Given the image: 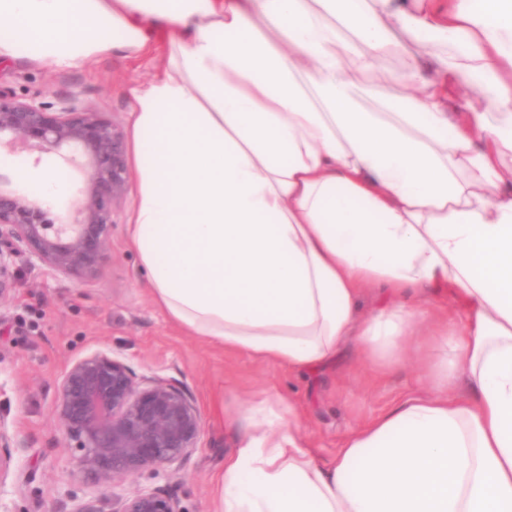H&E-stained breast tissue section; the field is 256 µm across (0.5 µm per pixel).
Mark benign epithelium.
I'll list each match as a JSON object with an SVG mask.
<instances>
[{
	"label": "benign epithelium",
	"instance_id": "7a95c632",
	"mask_svg": "<svg viewBox=\"0 0 512 512\" xmlns=\"http://www.w3.org/2000/svg\"><path fill=\"white\" fill-rule=\"evenodd\" d=\"M40 153L67 151L87 170L77 217L56 224L46 203L0 188V305L10 300L16 259L73 282L87 283L112 254L113 214L126 200L129 170L122 125L71 100L56 106L22 101L0 88V145ZM54 417L74 469L105 489L144 471L168 476L197 447L201 417L181 388L161 377L136 378L120 357L104 351L72 363L58 384ZM15 434L0 417V485L8 474ZM72 512H181L165 488L101 494Z\"/></svg>",
	"mask_w": 512,
	"mask_h": 512
}]
</instances>
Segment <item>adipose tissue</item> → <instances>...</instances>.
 Segmentation results:
<instances>
[{
  "label": "adipose tissue",
  "instance_id": "1",
  "mask_svg": "<svg viewBox=\"0 0 512 512\" xmlns=\"http://www.w3.org/2000/svg\"><path fill=\"white\" fill-rule=\"evenodd\" d=\"M0 0V61L171 57L135 97L129 242L189 335L289 369L409 343L426 289L466 308L440 337L436 392L319 461L283 395L249 411L212 512H512V0ZM268 20L275 39L256 19ZM427 48L385 72L393 27ZM418 85L369 112L381 84ZM481 91L484 110L446 89ZM382 281L408 305L361 320ZM464 380L469 394L454 389Z\"/></svg>",
  "mask_w": 512,
  "mask_h": 512
}]
</instances>
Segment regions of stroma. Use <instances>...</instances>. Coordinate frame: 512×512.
Here are the masks:
<instances>
[{"mask_svg": "<svg viewBox=\"0 0 512 512\" xmlns=\"http://www.w3.org/2000/svg\"><path fill=\"white\" fill-rule=\"evenodd\" d=\"M169 53L165 44L137 55L109 53L71 67L30 65L25 54L0 62V85L20 100H73L105 113L131 130L134 89L153 80ZM55 172L63 190L53 213L73 209L83 177L54 154L30 150L0 153V177L12 188L36 192V176ZM139 194L130 178L124 204L114 213L112 256L92 282L78 285L48 270L19 265L12 299L0 306V415L20 441L11 451L0 502L9 512H70L95 500L99 487L75 474L53 416L60 377L77 359L96 350L121 357L137 376L157 375L184 389L201 416L199 442L173 477L151 472L116 483L126 494L166 488L183 512H210L213 479L248 428L244 417L261 396H292L300 422L320 459L335 456L354 431L403 401L428 391L423 365L443 351L419 321L401 352L364 357L358 340L346 342L335 360L314 371L255 360L216 349L169 323L154 305L127 227Z\"/></svg>", "mask_w": 512, "mask_h": 512, "instance_id": "35a3bbf8", "label": "stroma"}]
</instances>
